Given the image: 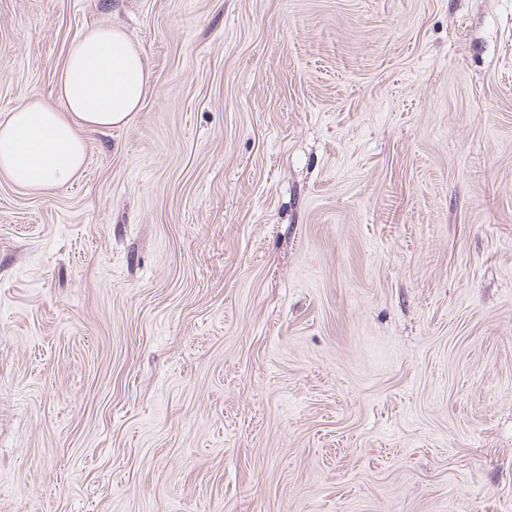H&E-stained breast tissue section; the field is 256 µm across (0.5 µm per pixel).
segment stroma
<instances>
[{
    "mask_svg": "<svg viewBox=\"0 0 512 512\" xmlns=\"http://www.w3.org/2000/svg\"><path fill=\"white\" fill-rule=\"evenodd\" d=\"M104 25L140 112L0 175V512H512V0H0V114Z\"/></svg>",
    "mask_w": 512,
    "mask_h": 512,
    "instance_id": "stroma-1",
    "label": "stroma"
}]
</instances>
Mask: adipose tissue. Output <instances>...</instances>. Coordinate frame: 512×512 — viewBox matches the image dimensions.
Wrapping results in <instances>:
<instances>
[{
	"label": "adipose tissue",
	"mask_w": 512,
	"mask_h": 512,
	"mask_svg": "<svg viewBox=\"0 0 512 512\" xmlns=\"http://www.w3.org/2000/svg\"><path fill=\"white\" fill-rule=\"evenodd\" d=\"M151 85L144 53L117 27L91 29L73 43L55 100L33 99L0 117V174L40 191L83 170L87 135L128 124Z\"/></svg>",
	"instance_id": "obj_1"
}]
</instances>
